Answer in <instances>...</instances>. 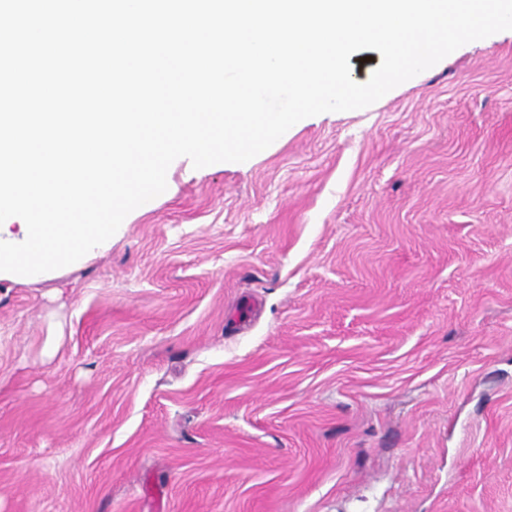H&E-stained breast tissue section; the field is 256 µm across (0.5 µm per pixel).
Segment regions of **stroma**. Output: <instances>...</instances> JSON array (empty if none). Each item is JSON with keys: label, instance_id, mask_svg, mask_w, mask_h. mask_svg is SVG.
Instances as JSON below:
<instances>
[{"label": "stroma", "instance_id": "1", "mask_svg": "<svg viewBox=\"0 0 512 512\" xmlns=\"http://www.w3.org/2000/svg\"><path fill=\"white\" fill-rule=\"evenodd\" d=\"M0 512H512V30L1 278Z\"/></svg>", "mask_w": 512, "mask_h": 512}]
</instances>
